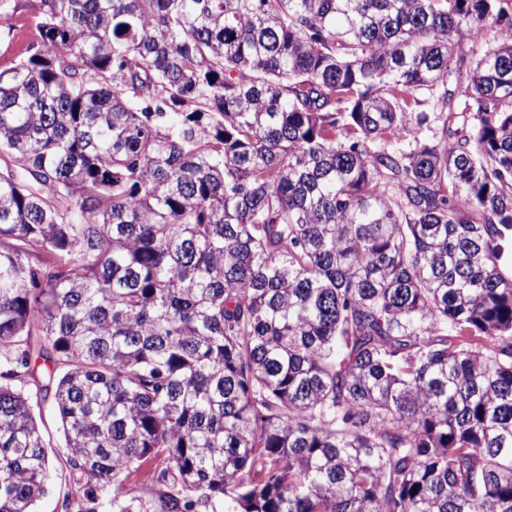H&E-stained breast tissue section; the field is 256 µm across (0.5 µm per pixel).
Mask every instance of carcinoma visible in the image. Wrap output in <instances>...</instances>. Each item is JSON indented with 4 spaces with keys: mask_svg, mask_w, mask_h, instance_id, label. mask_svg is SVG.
<instances>
[{
    "mask_svg": "<svg viewBox=\"0 0 512 512\" xmlns=\"http://www.w3.org/2000/svg\"><path fill=\"white\" fill-rule=\"evenodd\" d=\"M33 21L0 72V512L51 479L34 396L81 512H512V0ZM154 459L170 492L133 494ZM499 40L500 35L498 29L488 25L477 39L473 41L468 39L463 40L460 48L462 52L468 55H473L472 52H474L472 61L475 62L484 51L495 47Z\"/></svg>",
    "mask_w": 512,
    "mask_h": 512,
    "instance_id": "1",
    "label": "carcinoma"
}]
</instances>
